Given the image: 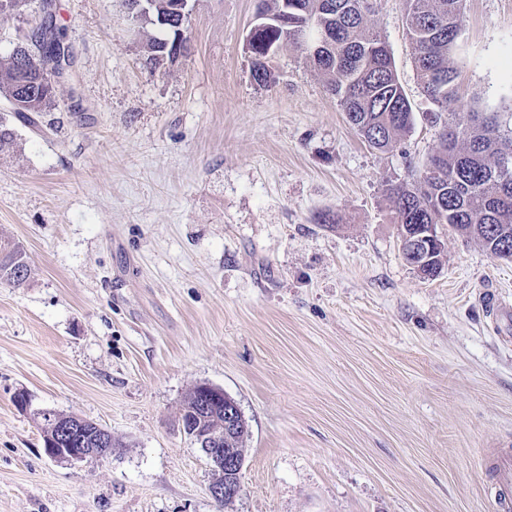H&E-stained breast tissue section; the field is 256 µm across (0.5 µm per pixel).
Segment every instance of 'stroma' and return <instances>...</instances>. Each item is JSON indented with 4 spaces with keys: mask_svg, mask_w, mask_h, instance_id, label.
Masks as SVG:
<instances>
[{
    "mask_svg": "<svg viewBox=\"0 0 512 512\" xmlns=\"http://www.w3.org/2000/svg\"><path fill=\"white\" fill-rule=\"evenodd\" d=\"M257 4L189 0V52L153 73L158 28L127 0L0 14V57L48 15L72 57L38 127L0 99V232L30 267L0 284V512H496L484 458L512 448V342L481 295L512 302V262L448 229L435 279L402 256L383 188L440 148L404 0L369 16L415 111L390 151L294 47L253 84ZM460 40L455 121L512 114V0H464ZM201 384L248 425L226 508L180 423ZM40 411L122 446L54 461Z\"/></svg>",
    "mask_w": 512,
    "mask_h": 512,
    "instance_id": "obj_1",
    "label": "stroma"
}]
</instances>
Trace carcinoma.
<instances>
[{
	"instance_id": "obj_1",
	"label": "carcinoma",
	"mask_w": 512,
	"mask_h": 512,
	"mask_svg": "<svg viewBox=\"0 0 512 512\" xmlns=\"http://www.w3.org/2000/svg\"><path fill=\"white\" fill-rule=\"evenodd\" d=\"M268 24L249 42L251 77L263 88L275 83L269 62L276 50L296 47L327 81L345 112L348 123L369 146L394 148L414 124L413 106L399 83L394 64L380 34L368 24L372 0H262ZM414 63L424 94L438 107V115L459 110L453 59L462 27L460 0H405ZM326 35L322 50L306 48L311 36ZM170 27L146 40L145 66L157 69L155 54L162 52ZM30 46H18L0 57V98L14 108L18 118L35 117L54 106L55 95L46 81L52 72L44 55L40 26L26 35ZM31 61L24 71L14 57ZM440 150L428 161L418 183L390 185L385 197L397 223L438 224L490 247L491 227L508 230L512 240V118L468 113L463 123L443 122ZM29 277L23 247L0 235V284L20 285ZM246 423L224 437V447L244 455Z\"/></svg>"
}]
</instances>
